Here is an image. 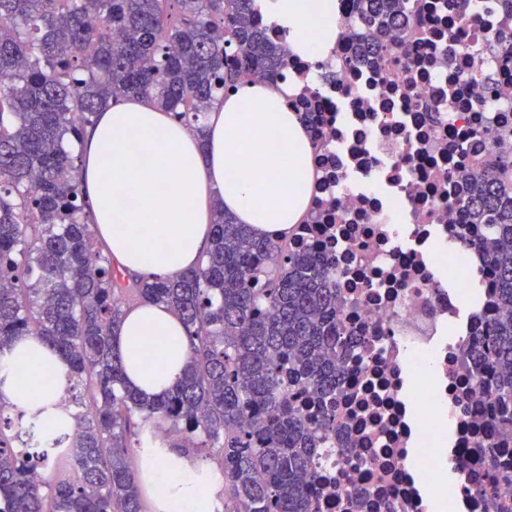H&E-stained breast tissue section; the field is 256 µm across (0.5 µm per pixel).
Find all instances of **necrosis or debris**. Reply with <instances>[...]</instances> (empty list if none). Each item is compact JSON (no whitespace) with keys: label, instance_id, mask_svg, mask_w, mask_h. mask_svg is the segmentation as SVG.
Listing matches in <instances>:
<instances>
[{"label":"necrosis or debris","instance_id":"necrosis-or-debris-1","mask_svg":"<svg viewBox=\"0 0 512 512\" xmlns=\"http://www.w3.org/2000/svg\"><path fill=\"white\" fill-rule=\"evenodd\" d=\"M398 6L410 22L371 41L359 0H336L333 51L283 72V105L315 141L310 219L288 247L325 257L359 340L312 454V512H498L512 480L491 497L474 485L512 448L491 445L468 355L490 280L454 203L466 172L498 179L495 157L512 154V0ZM451 465L468 480L448 492Z\"/></svg>","mask_w":512,"mask_h":512}]
</instances>
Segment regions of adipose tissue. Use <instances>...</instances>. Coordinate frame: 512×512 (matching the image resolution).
<instances>
[{
	"mask_svg": "<svg viewBox=\"0 0 512 512\" xmlns=\"http://www.w3.org/2000/svg\"><path fill=\"white\" fill-rule=\"evenodd\" d=\"M272 19L287 28L291 53L324 57L335 44L336 0H276ZM282 101L281 91L240 81L208 112L202 141L146 98L100 112L78 146L79 177L114 262L147 278L196 267L218 203L261 234L280 236L299 223L312 145ZM118 344L128 385L149 395L168 390L190 356L181 322L157 305L130 309ZM69 379L68 364L27 336L0 357V399L55 433L73 425L63 402ZM141 479L155 512H214L224 483L203 462L168 448L145 457Z\"/></svg>",
	"mask_w": 512,
	"mask_h": 512,
	"instance_id": "ef3b65f1",
	"label": "adipose tissue"
}]
</instances>
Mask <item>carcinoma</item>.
Returning a JSON list of instances; mask_svg holds the SVG:
<instances>
[{
    "instance_id": "cac0c4a2",
    "label": "carcinoma",
    "mask_w": 512,
    "mask_h": 512,
    "mask_svg": "<svg viewBox=\"0 0 512 512\" xmlns=\"http://www.w3.org/2000/svg\"><path fill=\"white\" fill-rule=\"evenodd\" d=\"M257 0H0V355L32 336L71 369V432L3 413L0 512H144L128 455L134 417L182 432V448H221L224 512H310L309 466L334 429L352 348L336 289L311 252L214 207L209 250L175 277L145 279L112 261L91 229L80 140L111 100L146 95L205 139L211 105L242 74L274 83L288 50L252 23ZM379 33L406 24L396 0H360ZM491 183L473 174L461 206L494 277L496 314L471 349L476 392L494 410L495 448L512 447V159ZM163 305L190 357L167 392L129 388L117 348L125 306ZM324 410L308 426L292 389ZM38 452H30V449ZM51 468L54 478L34 471Z\"/></svg>"
}]
</instances>
